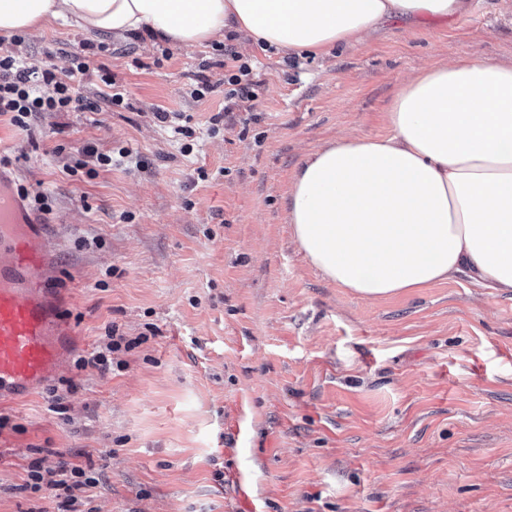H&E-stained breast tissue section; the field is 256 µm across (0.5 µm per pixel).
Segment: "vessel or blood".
<instances>
[{
	"label": "vessel or blood",
	"mask_w": 512,
	"mask_h": 512,
	"mask_svg": "<svg viewBox=\"0 0 512 512\" xmlns=\"http://www.w3.org/2000/svg\"><path fill=\"white\" fill-rule=\"evenodd\" d=\"M55 243L0 177V399L55 375L72 336L53 279Z\"/></svg>",
	"instance_id": "1"
}]
</instances>
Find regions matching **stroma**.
<instances>
[{"label": "stroma", "mask_w": 512, "mask_h": 512, "mask_svg": "<svg viewBox=\"0 0 512 512\" xmlns=\"http://www.w3.org/2000/svg\"><path fill=\"white\" fill-rule=\"evenodd\" d=\"M463 17L392 18L362 43L299 56L248 49L255 110L224 109L213 45L161 47L57 21L0 50L66 77L95 111L0 117V159L45 232L66 318L84 336L61 378L0 404V512H61L26 489L34 459L93 467L90 512H512V298L465 275L379 300L325 279L288 222L294 168L336 139L388 134L416 72L462 57L512 64V0ZM106 51H99V44ZM210 88L195 97L201 79ZM196 131L181 150L153 117ZM138 164L67 168L82 149ZM48 197L39 208L34 197ZM131 341L106 375L77 370L108 328Z\"/></svg>", "instance_id": "stroma-1"}]
</instances>
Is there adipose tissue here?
I'll return each mask as SVG.
<instances>
[{"mask_svg": "<svg viewBox=\"0 0 512 512\" xmlns=\"http://www.w3.org/2000/svg\"><path fill=\"white\" fill-rule=\"evenodd\" d=\"M471 0H0V33L61 20L196 47L237 32L291 55L363 41L392 17L467 14ZM390 135L344 138L291 175L299 250L366 299L468 272L512 297V65L463 58L423 70L395 96Z\"/></svg>", "mask_w": 512, "mask_h": 512, "instance_id": "obj_1", "label": "adipose tissue"}]
</instances>
